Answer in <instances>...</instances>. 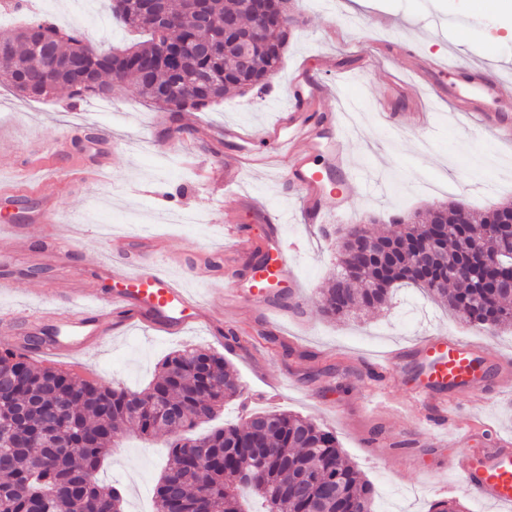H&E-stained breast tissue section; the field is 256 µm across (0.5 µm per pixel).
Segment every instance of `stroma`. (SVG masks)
<instances>
[{
	"mask_svg": "<svg viewBox=\"0 0 512 512\" xmlns=\"http://www.w3.org/2000/svg\"><path fill=\"white\" fill-rule=\"evenodd\" d=\"M299 12L302 21L291 31L268 92L232 91L199 111L159 112L119 82L107 98L83 101L59 91L31 102L0 86V186L10 184L29 155L48 148L61 133L75 156L92 159L86 136L101 124L110 129L104 147L111 162L110 174L99 182L73 178L26 199L27 234L0 257V313L63 309L57 284L74 268L92 269L114 236L128 234L135 224L152 225L153 243L179 259L174 272L183 276L214 249L226 213H234L253 242L238 258L241 273H250L267 252V224L243 203L256 199L288 217L281 232L297 247L293 268L304 302L301 316L283 322L277 332L266 317L225 307L224 292L233 281L219 271L197 286L212 318L172 336L141 320L116 319L106 342L40 357L42 364L136 390L151 382L172 351L203 346L224 355L243 387L242 397L225 403L214 426L242 422L247 411L285 410L335 431L347 459L372 483L377 512H429L441 499L459 502L462 512H496L455 492L454 476L444 477L448 491L439 493L429 473L447 467L449 454L512 440V390L486 398L454 392L453 425L442 430L408 393L421 361L408 359L402 373L382 380L372 377L364 362L442 332L478 340L481 356L504 364L505 376L512 378V328L476 336L474 327L413 287L394 289L381 308L357 310L342 320L325 317L320 300L336 273L339 240L352 226L379 233L408 211L452 202L480 214L512 202V145L478 132L451 104L429 100L425 83L408 75L390 49L410 42L429 58L441 56L456 67L484 65L505 82L504 98L491 102V110L512 113V17L489 9L485 0H332L330 9L303 4ZM52 19L79 27L95 45L119 46L129 38L114 24L96 26L75 0H56ZM301 65L320 71L328 83L343 78L346 92L358 97L351 117L355 132L346 145L349 159L388 184L379 193L350 185L346 214L332 217L321 239L298 222L295 192L281 183L279 173L247 170L237 184L224 185L223 162L237 148L234 139L223 136L224 127L257 131L273 124L277 107L285 103L282 91ZM391 76L408 85L406 97L391 106L400 122L396 128L379 117ZM486 182L494 192L483 191ZM45 206L82 227L72 243L71 263L57 260L36 218ZM167 457L165 435L150 441L130 436L98 478L121 489L126 512H152Z\"/></svg>",
	"mask_w": 512,
	"mask_h": 512,
	"instance_id": "1",
	"label": "stroma"
}]
</instances>
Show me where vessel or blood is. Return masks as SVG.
I'll return each mask as SVG.
<instances>
[{"mask_svg":"<svg viewBox=\"0 0 512 512\" xmlns=\"http://www.w3.org/2000/svg\"><path fill=\"white\" fill-rule=\"evenodd\" d=\"M401 52L407 69L426 81L435 98L452 102L457 111L473 115L479 124L500 138L512 140V115L495 114L487 109L488 102L502 97V78L489 76L485 67L475 66L463 72L457 81L447 84L443 81L447 64L424 63L407 43L402 44ZM332 92L340 96L344 90L339 87ZM332 92L313 73L299 71L285 89L289 100L286 115L262 133L241 136L237 153L225 167V184L236 183L244 170L276 167L282 181L296 190L303 221L310 229L322 230L330 213H343L346 198L341 194L334 196V210L325 208L329 185L346 181L362 184L366 178L354 173L348 164L342 113L321 109L324 99ZM260 140L273 141V152L256 150L254 144ZM322 148L327 151L329 163L327 168L319 170L312 166L310 158ZM64 159L74 169L82 164L81 159L71 156L68 141L62 139L54 143L42 162L50 180L58 179L60 162ZM41 221L48 225L50 241L56 248L66 247L79 234L75 225L62 223L55 211L43 212ZM134 245V240H122L120 246L95 264L90 281V292L96 299L94 307H80L75 292L65 288L61 294L70 301L65 315L55 318L45 312L31 316L30 322L35 326L54 318L59 321L57 335L42 340L39 351L49 355L79 348L90 338L107 335L113 316L120 314L138 316L169 333L198 320L201 304L197 296L183 288L165 265L129 259L128 253ZM268 245L275 252L272 264L263 274L252 278L245 293L230 292L229 303L254 310L274 306L275 291L271 284L292 278V256L278 226H270ZM413 352L426 361L421 376L408 384L410 396L419 402L444 407L450 400V391L465 389L483 393L489 386V368L480 360L479 348L471 341L432 333L422 337ZM448 461L465 490L474 492L498 512H512V442L501 440L491 448L449 456Z\"/></svg>","mask_w":512,"mask_h":512,"instance_id":"obj_1","label":"vessel or blood"}]
</instances>
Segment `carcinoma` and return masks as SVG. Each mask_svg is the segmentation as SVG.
<instances>
[{"instance_id":"obj_1","label":"carcinoma","mask_w":512,"mask_h":512,"mask_svg":"<svg viewBox=\"0 0 512 512\" xmlns=\"http://www.w3.org/2000/svg\"><path fill=\"white\" fill-rule=\"evenodd\" d=\"M194 0H168L174 23L171 42L200 43L224 34V17L252 21L249 0H208L206 24L200 23ZM120 27L141 30L146 37L119 49L112 60L86 77L53 64L45 55L73 64L83 61L86 38L77 28L61 30L42 21L37 33L25 27L0 31L10 46L0 62V84L29 100H44L59 88L71 96L106 97L112 82L129 81L146 104L169 110V103L200 110L224 97L270 86L283 59L288 33L271 20L264 44L250 51L249 65L240 66L241 46L233 37L219 42L211 54L189 53L175 69L153 66L156 31L142 21L141 0L110 7ZM460 205L427 210L447 232L432 240L426 224H408L397 234L382 236L399 246L396 262L378 267L366 263L347 276V256L339 252L336 278H347L344 301L336 302V284L326 288L320 311L332 318L347 316L355 305L386 303L392 288L415 285L469 324L486 330L512 327L508 295L490 290L494 276L506 278L512 266L489 269L482 256L494 252V234L508 231L492 211L478 223L459 224ZM427 243L436 252L431 278L411 275L420 264L415 245ZM241 384L224 356L204 347H185L167 355L149 386L141 391L102 384L0 349V420L13 421L23 437L0 443V498L10 512H41L56 496L63 502L79 497L84 512H123L124 498L112 486L98 483L96 472L126 433L165 434L170 448L155 498V512H243L249 493L263 500L267 512H372L373 485L343 458L335 433L287 411L255 412L240 424L224 425L204 436L195 426L212 420L224 402L237 396ZM272 448L266 463H251L254 446ZM318 477L311 496H293L288 488L302 475Z\"/></svg>"}]
</instances>
